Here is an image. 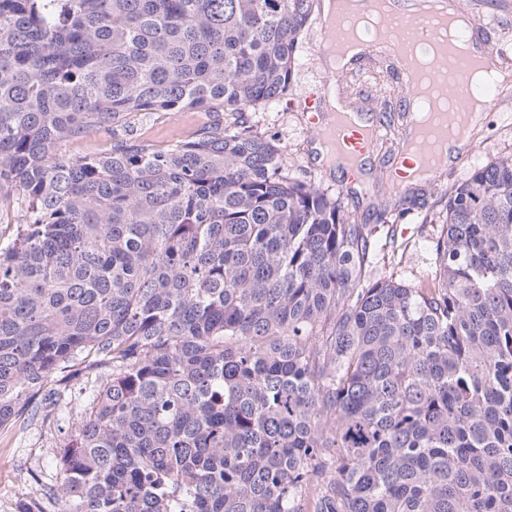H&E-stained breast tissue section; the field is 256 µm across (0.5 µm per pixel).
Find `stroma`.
I'll return each instance as SVG.
<instances>
[{
    "mask_svg": "<svg viewBox=\"0 0 512 512\" xmlns=\"http://www.w3.org/2000/svg\"><path fill=\"white\" fill-rule=\"evenodd\" d=\"M468 15L479 34H492L495 44L512 62V0H472ZM320 14H313L300 36L294 80L282 101L254 113L259 131L288 146L293 176L313 181L331 193L341 194L349 210L366 213L370 202H382L403 192L420 197L423 206L404 221L376 224L372 227V268L376 275H391L412 280L431 275L434 248L442 228L447 193L451 185L465 180L474 165L512 153V106L491 107L480 127L472 131L467 158L446 167L435 180L406 184L394 189L390 160L400 153L401 144L376 149L367 163L365 180L360 187L350 186L343 174L318 163L315 146L318 128L327 113L326 91L335 88L340 100L350 109L372 106L376 93L373 71L388 67V86H399L400 63L383 53L356 59L351 70L339 75L321 66L320 48L328 42ZM213 119L209 112H170L161 118L145 115L132 117V136L139 143L161 149L178 140L192 137ZM82 381H73L72 412L69 419L46 424L41 419L23 427L0 430V505L17 512L19 505L36 489L27 473L45 477L56 470L55 450L66 442L85 418L81 404Z\"/></svg>",
    "mask_w": 512,
    "mask_h": 512,
    "instance_id": "1",
    "label": "stroma"
}]
</instances>
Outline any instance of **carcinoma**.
Masks as SVG:
<instances>
[{"mask_svg":"<svg viewBox=\"0 0 512 512\" xmlns=\"http://www.w3.org/2000/svg\"><path fill=\"white\" fill-rule=\"evenodd\" d=\"M314 2L0 0V429L90 383L18 512H512V154L448 188L433 279L375 277L367 220L251 117ZM183 110L215 118L119 132ZM213 120L209 112H168L162 118L137 114L132 117V137L149 148L161 149L192 137L201 127ZM112 145V131L99 129L63 143L59 151L69 156H91L105 152Z\"/></svg>","mask_w":512,"mask_h":512,"instance_id":"1","label":"carcinoma"}]
</instances>
